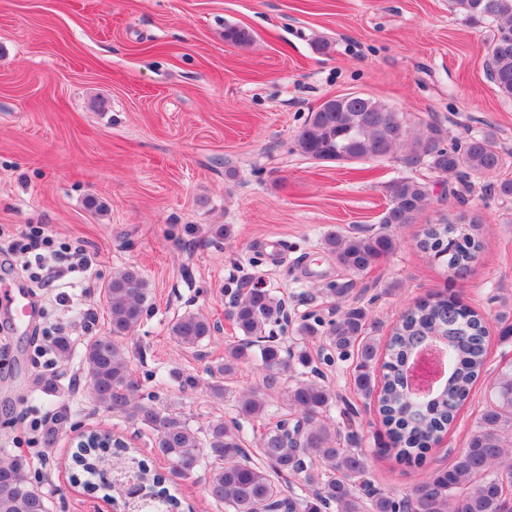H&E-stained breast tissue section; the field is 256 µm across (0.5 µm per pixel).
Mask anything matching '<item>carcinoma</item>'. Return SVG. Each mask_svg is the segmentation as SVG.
Wrapping results in <instances>:
<instances>
[{"mask_svg": "<svg viewBox=\"0 0 512 512\" xmlns=\"http://www.w3.org/2000/svg\"><path fill=\"white\" fill-rule=\"evenodd\" d=\"M452 8L471 27L488 25L493 33L484 45L489 78L499 95L512 100V0H451ZM224 40L238 46L253 41L250 31L224 27ZM296 146L306 157L336 164L396 157L407 168L426 167L441 177L470 186L498 173L505 150L494 131L485 130L463 141L447 142L433 122L410 130L403 117L386 104L362 94L338 97L333 107L311 113L296 135ZM388 207L380 228L365 235L327 233L325 248L337 263L353 273L369 269L393 253L397 239L390 228L408 224L429 199L427 183L412 177L391 181ZM477 220L432 224L424 231L422 249L433 253L454 277L467 279L472 259L483 248L472 233ZM149 294L139 271H117L106 285L110 332L88 340L83 369L91 400L123 415L152 434L155 455L183 476L206 471V492L224 505L225 512H267L278 505L285 512H512V363L486 377L487 405L469 429L463 448L445 467L432 470L408 493L397 496L375 487L354 416L347 412L336 422L327 417L336 394L330 385L296 372L295 365L312 363L307 350L283 348L271 326L285 313L283 299L271 289H237L229 318L237 332L226 348L224 362L210 371L209 396L223 400L224 381L242 367L257 363L261 382L236 396L238 419L216 417L203 428L194 427L185 414L170 406L143 401L125 340L140 324ZM368 312L349 306L334 320L307 317L294 332L307 343L322 339L329 349L344 354L357 350V390L374 397L386 427L387 451L401 463H420L432 446L443 441L457 412L469 397L487 359V322L457 297L416 302L402 315L384 344L367 335ZM215 325L201 312H185L170 326V335L183 350L198 348L211 338ZM442 342L447 374L424 403L406 395L414 353L431 337ZM384 350L380 375L374 364ZM281 395L288 412L259 431L258 458L246 448L240 421H260L268 415L269 397ZM106 433L90 431L86 445H76L73 462L97 479L92 487L113 486L99 470L102 461L116 459V448L97 441ZM22 459L0 456V512H49L44 494L17 473ZM153 497L141 512H174L180 501L165 477L142 469Z\"/></svg>", "mask_w": 512, "mask_h": 512, "instance_id": "obj_1", "label": "carcinoma"}]
</instances>
